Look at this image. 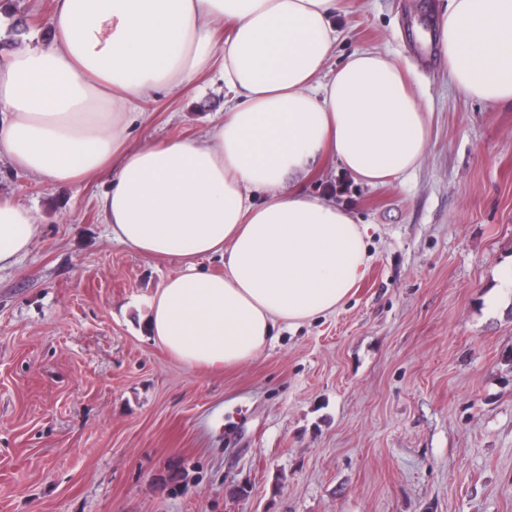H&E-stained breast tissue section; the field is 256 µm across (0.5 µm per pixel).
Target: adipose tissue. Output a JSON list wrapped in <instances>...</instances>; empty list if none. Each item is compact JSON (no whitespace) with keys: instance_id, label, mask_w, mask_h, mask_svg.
I'll return each instance as SVG.
<instances>
[{"instance_id":"obj_1","label":"adipose tissue","mask_w":512,"mask_h":512,"mask_svg":"<svg viewBox=\"0 0 512 512\" xmlns=\"http://www.w3.org/2000/svg\"><path fill=\"white\" fill-rule=\"evenodd\" d=\"M348 0H51L37 46L0 48V159L59 188L109 173L114 240L178 258L150 303L149 332L196 368L259 355L279 325L336 313L363 277L368 226L298 180L323 156L369 186L424 158L428 114L376 51L328 67ZM230 33L216 46L221 26ZM449 81L512 105V0H449ZM219 68L224 113L201 137L128 146L143 103ZM40 232L0 195V271ZM216 256L224 270L202 269Z\"/></svg>"}]
</instances>
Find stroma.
<instances>
[{
  "mask_svg": "<svg viewBox=\"0 0 512 512\" xmlns=\"http://www.w3.org/2000/svg\"><path fill=\"white\" fill-rule=\"evenodd\" d=\"M0 37L44 36L49 0H7ZM448 0H350L328 60L381 52L431 114L405 183L320 160L307 190L369 226L336 313L277 327L213 372L169 356L149 303L177 259L114 241L109 177L49 189L0 161L41 233L0 272V512H512V106L448 81ZM131 144L194 138L219 72L148 100Z\"/></svg>",
  "mask_w": 512,
  "mask_h": 512,
  "instance_id": "stroma-1",
  "label": "stroma"
}]
</instances>
